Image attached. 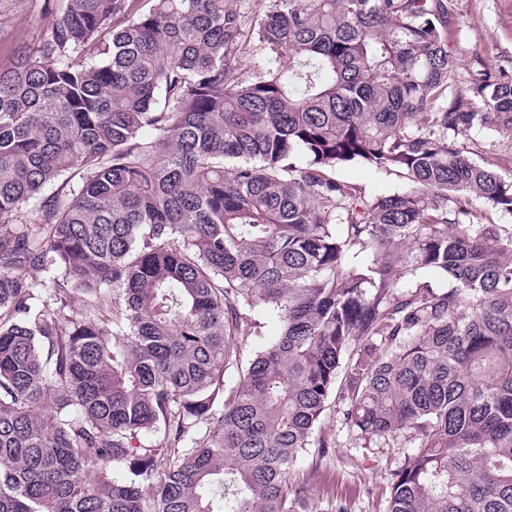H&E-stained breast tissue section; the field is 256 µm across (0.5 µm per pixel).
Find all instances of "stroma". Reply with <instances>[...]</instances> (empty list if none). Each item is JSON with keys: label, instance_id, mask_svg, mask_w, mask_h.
<instances>
[{"label": "stroma", "instance_id": "obj_1", "mask_svg": "<svg viewBox=\"0 0 512 512\" xmlns=\"http://www.w3.org/2000/svg\"><path fill=\"white\" fill-rule=\"evenodd\" d=\"M47 0H0V66L44 33ZM448 49L460 75L488 68L512 75V0H448ZM463 141L492 149L494 170L512 178V132L471 129ZM347 402L333 393L321 424V444L303 451L292 471L311 486L307 512H389L393 475L413 442L365 441L344 418Z\"/></svg>", "mask_w": 512, "mask_h": 512}]
</instances>
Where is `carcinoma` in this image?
<instances>
[{
	"label": "carcinoma",
	"mask_w": 512,
	"mask_h": 512,
	"mask_svg": "<svg viewBox=\"0 0 512 512\" xmlns=\"http://www.w3.org/2000/svg\"><path fill=\"white\" fill-rule=\"evenodd\" d=\"M446 2L53 0L0 68V512H303L346 358L417 441L389 512H512V181L459 141L512 78L458 90ZM336 175L343 180L360 185L367 193H386L399 187V181L395 176H389L359 164L347 165L339 169ZM261 328H258L257 335L247 336L242 339L244 356L250 357L255 351L261 349L273 336L277 334L278 323L273 320H261Z\"/></svg>",
	"instance_id": "obj_1"
}]
</instances>
